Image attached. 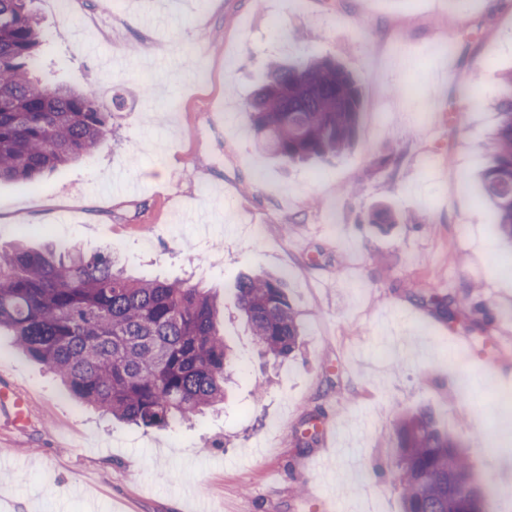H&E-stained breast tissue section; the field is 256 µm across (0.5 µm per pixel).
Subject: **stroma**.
Listing matches in <instances>:
<instances>
[{
  "mask_svg": "<svg viewBox=\"0 0 512 512\" xmlns=\"http://www.w3.org/2000/svg\"><path fill=\"white\" fill-rule=\"evenodd\" d=\"M28 8L51 35L43 78L125 106L91 158L0 182V250L109 248L134 276L212 289L240 370L217 410L146 432L76 402L1 332L0 388L31 417L16 425L0 405V512H363L370 496L402 512L395 428L419 408L464 442L487 489L512 490L494 401L512 386V247L475 182L512 71V0ZM271 57L344 64L361 95L353 147L303 164L256 147L244 103ZM409 81L439 101L429 120L403 98ZM469 96L485 107L466 109ZM380 209L396 223L369 224ZM253 269L287 273L304 324L282 363L259 356L234 305ZM433 294L465 304L466 320ZM451 357L474 403L456 399Z\"/></svg>",
  "mask_w": 512,
  "mask_h": 512,
  "instance_id": "35a3bbf8",
  "label": "stroma"
}]
</instances>
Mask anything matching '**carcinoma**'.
Returning a JSON list of instances; mask_svg holds the SVG:
<instances>
[{
	"mask_svg": "<svg viewBox=\"0 0 512 512\" xmlns=\"http://www.w3.org/2000/svg\"><path fill=\"white\" fill-rule=\"evenodd\" d=\"M26 0H0V180L34 181L89 158L111 129L96 95L33 76L47 40ZM247 104L258 146L287 163L328 160L356 134L360 91L331 57L269 60ZM492 164L481 175L500 234L512 241V73L502 77ZM236 306L264 355L286 360L301 323L282 275L239 279ZM215 294L185 281L138 280L110 252L74 246L0 251V329L73 397L143 429H166L224 402L236 360ZM403 512H486L467 452L427 412L396 430Z\"/></svg>",
	"mask_w": 512,
	"mask_h": 512,
	"instance_id": "obj_1",
	"label": "carcinoma"
}]
</instances>
